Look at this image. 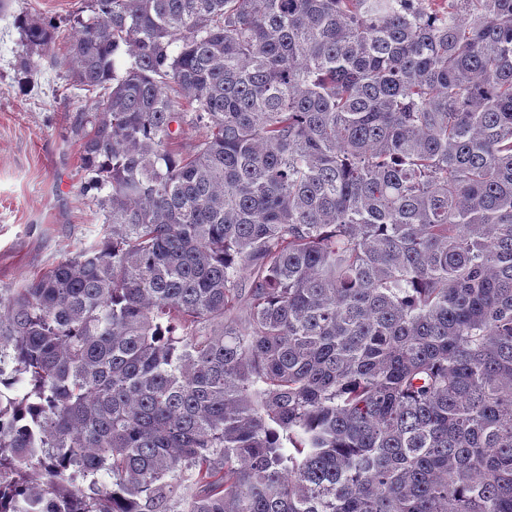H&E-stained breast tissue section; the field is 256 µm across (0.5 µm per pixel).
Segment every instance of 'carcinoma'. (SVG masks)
I'll return each instance as SVG.
<instances>
[{
  "instance_id": "1",
  "label": "carcinoma",
  "mask_w": 512,
  "mask_h": 512,
  "mask_svg": "<svg viewBox=\"0 0 512 512\" xmlns=\"http://www.w3.org/2000/svg\"><path fill=\"white\" fill-rule=\"evenodd\" d=\"M88 8L112 236L0 296V512H512V0Z\"/></svg>"
}]
</instances>
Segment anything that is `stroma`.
Wrapping results in <instances>:
<instances>
[{
  "label": "stroma",
  "instance_id": "stroma-1",
  "mask_svg": "<svg viewBox=\"0 0 512 512\" xmlns=\"http://www.w3.org/2000/svg\"><path fill=\"white\" fill-rule=\"evenodd\" d=\"M0 11V294L9 295L47 268L110 232L81 158L79 111L62 40L33 51L17 68L22 23H52L72 33L86 0H6Z\"/></svg>",
  "mask_w": 512,
  "mask_h": 512
}]
</instances>
